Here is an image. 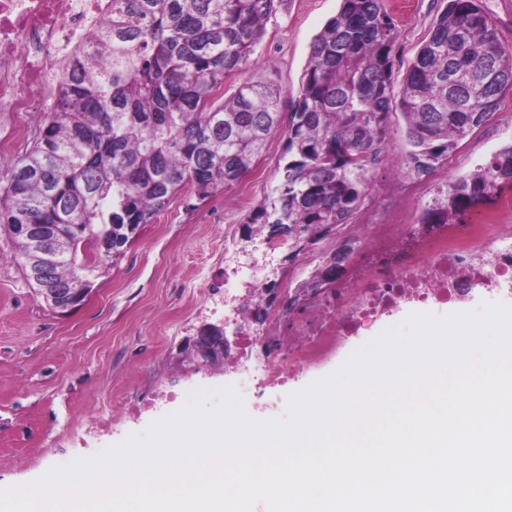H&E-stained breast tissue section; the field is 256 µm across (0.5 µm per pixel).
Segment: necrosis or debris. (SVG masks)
Listing matches in <instances>:
<instances>
[{
    "label": "necrosis or debris",
    "mask_w": 512,
    "mask_h": 512,
    "mask_svg": "<svg viewBox=\"0 0 512 512\" xmlns=\"http://www.w3.org/2000/svg\"><path fill=\"white\" fill-rule=\"evenodd\" d=\"M111 0H0V145L28 129L27 117L48 111L67 64L92 53V35L111 17ZM406 211L395 201L358 225L361 249L347 274L336 281V315L320 340L278 361L279 347L257 344L261 324L289 312L293 297L262 267L249 277L224 271V300L239 329V353L224 359L225 389L261 397L263 386H246L244 376L260 368L269 380L289 363L307 365L356 334L366 320L393 311L410 298L447 303L469 294L488 278L512 281V199L465 223L428 224L415 237L404 235ZM249 299L237 300V289Z\"/></svg>",
    "instance_id": "4bbe7bcc"
}]
</instances>
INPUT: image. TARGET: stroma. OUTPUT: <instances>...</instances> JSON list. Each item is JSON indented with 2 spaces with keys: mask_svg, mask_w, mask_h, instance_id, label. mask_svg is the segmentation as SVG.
I'll list each match as a JSON object with an SVG mask.
<instances>
[{
  "mask_svg": "<svg viewBox=\"0 0 512 512\" xmlns=\"http://www.w3.org/2000/svg\"><path fill=\"white\" fill-rule=\"evenodd\" d=\"M396 15L394 86L428 39L444 0H388ZM340 0H283L266 23L260 48L240 70L224 78L225 96L246 81L272 78L297 93L310 46L339 10ZM380 163L369 174L362 212H383L391 199L408 205L407 234H417L437 192L471 173L493 152L512 142V89L493 117L459 142L424 179L409 174V146L401 116ZM282 132L272 133L251 171L224 192L186 209L182 199L143 225L137 239L107 261L84 303L66 314L53 311L14 263L15 245L0 228V490L28 485L53 468L93 458L144 435L157 421L181 411L194 397L218 406L224 367L205 364L193 351L198 332L237 326L224 308V250L239 238L250 210L274 185L283 151ZM353 225L340 226L294 262L275 259L274 274L299 287L349 241ZM314 307L293 323L269 324L264 342L296 348L311 340L324 317L334 315L330 289H319ZM512 307V285L478 287L445 305L410 301L379 316L318 364L290 372L287 382L266 387L262 398L243 399L252 420L285 421L290 400L341 369L352 355L390 331L404 332L411 316L445 318Z\"/></svg>",
  "mask_w": 512,
  "mask_h": 512,
  "instance_id": "1",
  "label": "stroma"
}]
</instances>
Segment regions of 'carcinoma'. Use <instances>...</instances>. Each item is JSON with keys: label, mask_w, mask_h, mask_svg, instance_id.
Here are the masks:
<instances>
[{"label": "carcinoma", "mask_w": 512, "mask_h": 512, "mask_svg": "<svg viewBox=\"0 0 512 512\" xmlns=\"http://www.w3.org/2000/svg\"><path fill=\"white\" fill-rule=\"evenodd\" d=\"M277 0H112V21L65 73L24 152L0 170V225L33 288H89L171 200L203 201L249 173L268 136L283 152L270 193L242 227L248 242L273 225L297 230L300 254L361 209L399 114L411 147L408 172L430 175L459 140L498 110L512 88L505 44L483 0H447L394 93L397 20L387 0H341L315 37L296 95L247 81L229 99L224 76L262 43ZM288 122H283V104ZM512 188V143L448 184L425 224H453ZM21 224H44L31 235ZM334 259L311 287L336 281Z\"/></svg>", "instance_id": "carcinoma-1"}]
</instances>
